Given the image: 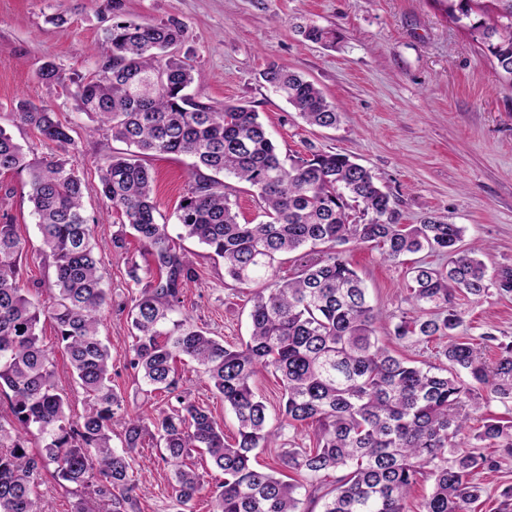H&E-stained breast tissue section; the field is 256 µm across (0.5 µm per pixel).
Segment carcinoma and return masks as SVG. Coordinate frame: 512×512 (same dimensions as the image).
I'll use <instances>...</instances> for the list:
<instances>
[{
  "mask_svg": "<svg viewBox=\"0 0 512 512\" xmlns=\"http://www.w3.org/2000/svg\"><path fill=\"white\" fill-rule=\"evenodd\" d=\"M109 2L112 24L104 29L97 74L72 81L70 95L97 123L92 131L104 127L131 147L102 159L99 190L122 218L112 235L115 255L128 253L131 234L151 257L143 272L127 260L128 365L145 392H163L167 402L149 417L132 415L112 384L111 356L99 335L112 296L93 243L97 219L86 214L83 181L65 158L75 147L71 128L51 108L19 99L12 121L59 154L30 159L0 125V174L28 176L41 236L37 256L51 261L55 292L46 304L19 288L26 240L0 214V389L11 392L8 412H0V512H38L49 472L89 494L76 512H139L135 454L148 437L171 467L175 512H193L205 490L212 512H309L310 500L322 512H471L483 492L475 475L499 466L496 456L468 447V421L479 409L474 386L512 401V341L491 333L478 341L457 337L463 318L455 299L483 297L491 286L512 296V267L487 274L483 248L464 245L458 224L437 217L398 223L390 193L344 154L311 146L285 163L252 106L215 108L189 93L201 73L174 53L184 38L181 23L124 21L120 0ZM496 2L501 24L489 26L475 20V0H442L512 83V0ZM262 77L307 124L339 122L336 105L301 74L271 63ZM157 154L193 158V182L175 212L180 237L223 259L224 276L252 289L250 334L238 347L182 314L184 288L200 274L176 249L153 196L154 177L142 158ZM220 174L257 191L265 220L238 221ZM355 204L360 223L351 219ZM351 241L378 248L387 262L425 250L448 257L440 267L408 268L410 309L391 334L401 346L448 338L436 351L439 364L397 356L381 343L383 314L340 249ZM283 254L294 255L287 275L280 271ZM43 318L55 323L83 396L79 416L41 343ZM183 358L235 415L234 442L178 373ZM263 372L280 381L275 426L254 389ZM303 426L310 428L308 448L288 439ZM114 436L121 447L112 446ZM476 439L488 448L512 441V420L487 419ZM260 449L273 451L275 466L266 471L253 465ZM195 452L208 455L224 480L207 484L208 472L189 463ZM423 479L433 481L432 491L413 505Z\"/></svg>",
  "mask_w": 512,
  "mask_h": 512,
  "instance_id": "carcinoma-1",
  "label": "carcinoma"
}]
</instances>
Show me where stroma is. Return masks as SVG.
Segmentation results:
<instances>
[{
  "label": "stroma",
  "instance_id": "1",
  "mask_svg": "<svg viewBox=\"0 0 512 512\" xmlns=\"http://www.w3.org/2000/svg\"><path fill=\"white\" fill-rule=\"evenodd\" d=\"M126 18L147 23L180 22L185 38L179 56L189 57L202 79L192 86L197 100L221 107L247 103L259 113L281 157L308 146L351 156L369 168L396 201L400 223L435 216L461 225L464 240L484 245L488 270L512 266V85L502 81L482 44L453 22L440 0H121ZM65 16L64 25L53 22ZM111 13L106 0H0V115L26 99L45 105L74 129L69 158L82 176L84 209L96 217V251L114 306L100 334L112 360V382L130 413L163 406L159 393L145 395L127 365L130 323L119 305L131 282L124 260L112 254L119 217L98 191L97 165L124 145L100 131L86 134L90 119L69 94L75 79L91 77ZM332 29L316 43L303 26ZM53 61L59 78L38 75ZM303 73L341 114L336 128L306 125L262 79L268 63ZM156 176L155 193L165 218H173L190 180L183 155L146 157ZM26 174L0 175V195L17 233L38 245ZM183 247L200 273L183 295V310L225 344L249 334V289L224 284V262L208 257L194 240ZM372 304L384 315H400L408 266L444 264L427 252L386 263L377 249L345 246ZM464 323L458 333L479 338L490 332L512 341V298L489 293L459 297ZM199 403L208 406L234 441L237 421L206 380L191 366L180 369ZM140 512H168L172 473L154 441L136 456Z\"/></svg>",
  "mask_w": 512,
  "mask_h": 512
}]
</instances>
